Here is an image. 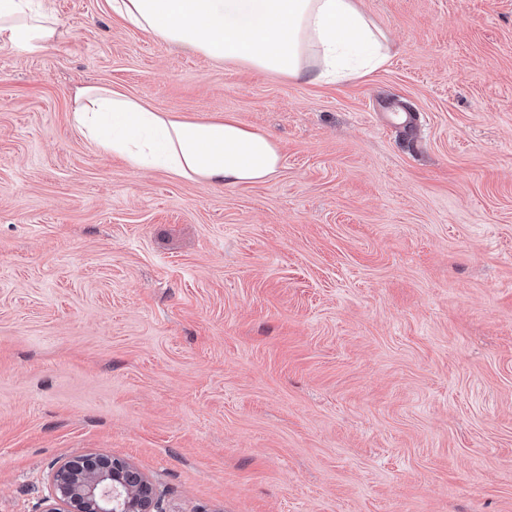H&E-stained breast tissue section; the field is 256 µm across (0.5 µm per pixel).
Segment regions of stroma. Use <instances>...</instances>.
<instances>
[{"label": "stroma", "mask_w": 512, "mask_h": 512, "mask_svg": "<svg viewBox=\"0 0 512 512\" xmlns=\"http://www.w3.org/2000/svg\"><path fill=\"white\" fill-rule=\"evenodd\" d=\"M46 4L54 47L0 48V512L83 455L158 512H512V0H362L388 58L323 84ZM87 85L281 169H133Z\"/></svg>", "instance_id": "1"}]
</instances>
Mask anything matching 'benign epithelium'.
<instances>
[{
  "mask_svg": "<svg viewBox=\"0 0 512 512\" xmlns=\"http://www.w3.org/2000/svg\"><path fill=\"white\" fill-rule=\"evenodd\" d=\"M48 512H153L152 484L128 463L104 457L68 461L52 473Z\"/></svg>",
  "mask_w": 512,
  "mask_h": 512,
  "instance_id": "benign-epithelium-1",
  "label": "benign epithelium"
}]
</instances>
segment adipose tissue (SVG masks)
I'll use <instances>...</instances> for the list:
<instances>
[{
  "label": "adipose tissue",
  "mask_w": 512,
  "mask_h": 512,
  "mask_svg": "<svg viewBox=\"0 0 512 512\" xmlns=\"http://www.w3.org/2000/svg\"><path fill=\"white\" fill-rule=\"evenodd\" d=\"M129 25L187 54L240 61L306 83L333 82L382 65L385 34L360 0H108ZM45 0H0V45L38 54L61 39ZM75 126L99 151L135 169L181 179L245 186L282 165L267 134L227 117L209 122L164 117L128 94L79 90Z\"/></svg>",
  "instance_id": "1"
}]
</instances>
